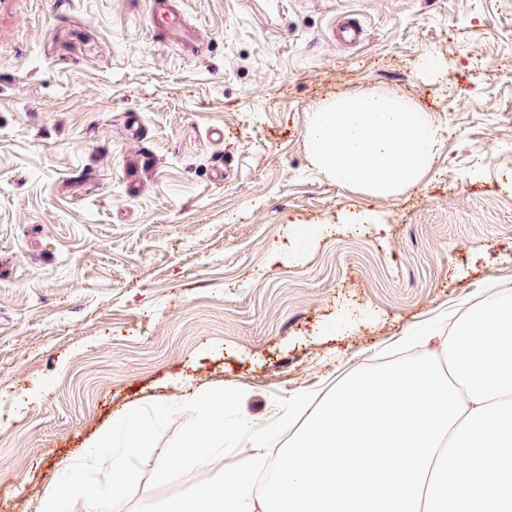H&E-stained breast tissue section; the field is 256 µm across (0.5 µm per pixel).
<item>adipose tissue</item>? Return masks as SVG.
I'll list each match as a JSON object with an SVG mask.
<instances>
[{
    "instance_id": "obj_1",
    "label": "adipose tissue",
    "mask_w": 512,
    "mask_h": 512,
    "mask_svg": "<svg viewBox=\"0 0 512 512\" xmlns=\"http://www.w3.org/2000/svg\"><path fill=\"white\" fill-rule=\"evenodd\" d=\"M183 405L195 407L197 424L171 456L154 459L153 476L162 484L181 481L186 470L208 465L223 450L224 412L230 405L223 388H187L159 415L169 417ZM153 443L152 422L144 420L135 408L121 413L87 440L80 452L60 462L56 478L47 485L33 512H112L111 489L133 479L131 458L149 451ZM90 472L106 473L111 489L88 481Z\"/></svg>"
}]
</instances>
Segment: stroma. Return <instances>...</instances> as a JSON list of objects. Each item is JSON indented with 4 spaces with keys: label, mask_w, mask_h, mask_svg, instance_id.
<instances>
[{
    "label": "stroma",
    "mask_w": 512,
    "mask_h": 512,
    "mask_svg": "<svg viewBox=\"0 0 512 512\" xmlns=\"http://www.w3.org/2000/svg\"><path fill=\"white\" fill-rule=\"evenodd\" d=\"M148 3L0 0V512H32L62 458L183 382L274 416L512 291V0H181L193 54ZM346 13L356 49L329 37ZM372 91L447 130L392 197L308 155L312 108ZM155 422L162 456L196 410ZM181 489L140 457L114 512Z\"/></svg>",
    "instance_id": "stroma-1"
}]
</instances>
